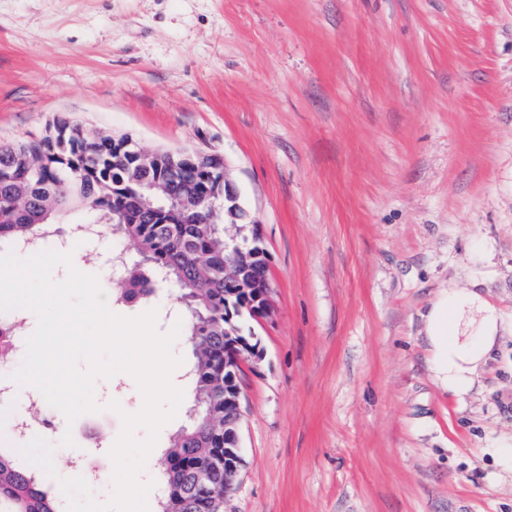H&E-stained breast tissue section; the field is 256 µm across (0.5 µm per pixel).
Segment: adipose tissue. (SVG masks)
<instances>
[{
	"label": "adipose tissue",
	"instance_id": "ef3b65f1",
	"mask_svg": "<svg viewBox=\"0 0 512 512\" xmlns=\"http://www.w3.org/2000/svg\"><path fill=\"white\" fill-rule=\"evenodd\" d=\"M505 329L500 310L476 289L441 292L424 329L435 380L456 398L471 394Z\"/></svg>",
	"mask_w": 512,
	"mask_h": 512
}]
</instances>
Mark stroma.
<instances>
[{
	"mask_svg": "<svg viewBox=\"0 0 512 512\" xmlns=\"http://www.w3.org/2000/svg\"><path fill=\"white\" fill-rule=\"evenodd\" d=\"M57 118L220 154L260 224L224 512H512V334L461 401L422 334L449 288L512 319V0H0V141ZM95 400L72 448L39 406L58 476L142 406L124 373Z\"/></svg>",
	"mask_w": 512,
	"mask_h": 512,
	"instance_id": "1",
	"label": "stroma"
}]
</instances>
